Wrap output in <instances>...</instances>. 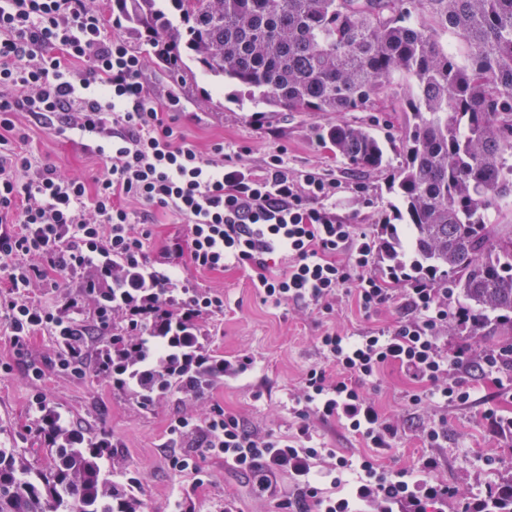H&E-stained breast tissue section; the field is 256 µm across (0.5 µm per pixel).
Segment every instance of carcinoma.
<instances>
[{"label": "carcinoma", "instance_id": "obj_1", "mask_svg": "<svg viewBox=\"0 0 512 512\" xmlns=\"http://www.w3.org/2000/svg\"><path fill=\"white\" fill-rule=\"evenodd\" d=\"M112 11L177 83L228 80L264 107L360 112L399 80L413 81L404 162L390 186L407 236L386 225L379 258L393 262V274L459 289L470 336L490 313L512 324V224L495 220L512 202V0H112ZM448 29L463 49L448 50L440 37ZM325 138L359 169L386 163L364 128L333 124ZM200 336L172 307L149 346L116 330L97 371L144 408L176 392L200 397L224 378V358ZM40 431L58 447L39 463L0 448V512H137L132 484L103 474L108 447L56 429L50 413ZM507 473L484 512H512Z\"/></svg>", "mask_w": 512, "mask_h": 512}]
</instances>
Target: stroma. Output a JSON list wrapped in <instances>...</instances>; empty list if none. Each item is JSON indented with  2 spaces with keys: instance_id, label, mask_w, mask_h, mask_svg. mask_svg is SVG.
I'll list each match as a JSON object with an SVG mask.
<instances>
[{
  "instance_id": "35a3bbf8",
  "label": "stroma",
  "mask_w": 512,
  "mask_h": 512,
  "mask_svg": "<svg viewBox=\"0 0 512 512\" xmlns=\"http://www.w3.org/2000/svg\"><path fill=\"white\" fill-rule=\"evenodd\" d=\"M142 80L157 103L178 98V124L203 155H210L212 146L220 143L225 152L241 153L244 163L260 167L269 154L281 152L291 176L315 170L335 179L336 213L346 223L377 237L385 225L396 223L398 201L388 186L402 161L414 84L400 82L374 110L320 116L254 107L244 88L229 81L220 91L202 78L181 86L153 58L147 59ZM336 123L373 132L387 147L386 166L362 171L336 155L320 137L324 127ZM18 125L28 137L27 149L35 165L50 164L89 181L103 170L95 151L97 138L58 134L56 121L37 123L23 112ZM129 210L133 222L147 224L144 250L149 260L165 261L166 246L186 237L183 218L172 211L155 210L146 221L141 205L130 203ZM178 263L191 289L224 298L223 310L208 315L201 325L207 350L232 362L250 355L252 368L221 379L203 396L175 393L142 409L134 396L95 369L96 354L111 339L112 328L97 322L80 277H72L63 288L39 282L29 290L32 300L53 309L68 299H79L76 317L91 334L81 369L75 372L61 368L65 351L50 329H41L18 345L12 341L7 320L0 316V444L26 449L29 458H36L44 448L38 430L40 412L52 410L67 416L85 436L108 438L110 456L104 461V473L132 483L141 504L139 512H224L228 499L238 512H275L277 498L295 491L288 476L278 477L276 496L262 495L255 474L225 467L223 458L203 454V433L177 437L171 435V426L180 418L201 422L221 410L237 414L256 431L289 433L297 423L302 374L311 367L335 370L320 350L318 336L336 331L356 337L387 330L402 311L391 305L367 314L353 296L343 292L337 294L329 313L292 302L276 307L262 301L250 267L203 271L185 254ZM511 334L512 328L499 326L484 337L467 336L458 323L451 322L441 329L439 340L451 354L470 346L471 358L477 361L484 350L500 348L502 337ZM453 375L472 386L468 402L413 404L412 395L424 392L426 386L395 365L386 366L366 383L367 395L399 429L392 448L379 451L378 460L386 468L399 470L434 456L440 481L464 497L480 499L497 482L500 469L512 464V433L499 426L512 418V382L499 386L490 380L478 381L470 365L454 369ZM442 420L448 423L447 438L437 448L426 447L423 429ZM313 434L316 445L337 454L349 457L364 451L358 437L336 420H314ZM174 455L189 459L193 470L174 469L170 463Z\"/></svg>"
}]
</instances>
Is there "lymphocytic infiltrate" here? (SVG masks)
<instances>
[{
	"instance_id": "lymphocytic-infiltrate-1",
	"label": "lymphocytic infiltrate",
	"mask_w": 512,
	"mask_h": 512,
	"mask_svg": "<svg viewBox=\"0 0 512 512\" xmlns=\"http://www.w3.org/2000/svg\"><path fill=\"white\" fill-rule=\"evenodd\" d=\"M110 28L90 0H0V275L8 286L6 316L14 342L47 326L69 355L82 353L84 331L69 314L76 300L54 313L27 292L34 282L85 270L91 273L82 283L85 295L111 289L113 313L137 332L165 317L183 284L176 267L147 260L146 233L132 224L127 204L137 202L148 214L170 209L188 224L194 266H251L263 302L291 301L328 312L337 292L349 289L364 313L398 302L409 310L391 330L319 337L337 373L320 367L305 372L299 397L304 407L294 433L250 431L237 415L219 411L202 425L205 453L238 471L261 470L258 486L264 491L271 490L275 474L289 475L296 493L281 501L283 512H442L449 489L435 478L433 457L400 471L378 463L375 451L391 448L398 428L363 385L396 365L429 385L425 394L412 395L414 404L470 399V388L448 378L450 364L462 363L463 353L450 358L439 345V331L452 317L447 289L414 281L396 294L371 274L377 242L338 219L331 203L334 180L316 171L292 177L277 154L256 170L225 156L220 143L213 158H205L171 115L177 99L164 107L152 99L141 79L144 58ZM21 112L37 120L59 115L60 133L100 137L102 176L90 185L56 167L34 166L16 125ZM277 251L287 253L288 267L273 275L266 257ZM223 306L219 295L196 294L180 305L181 316L196 320ZM313 414L337 420L365 443L366 453L337 457L326 473H317L315 462L324 451L312 444ZM349 470L357 477L347 495L322 491L321 479L337 485Z\"/></svg>"
}]
</instances>
